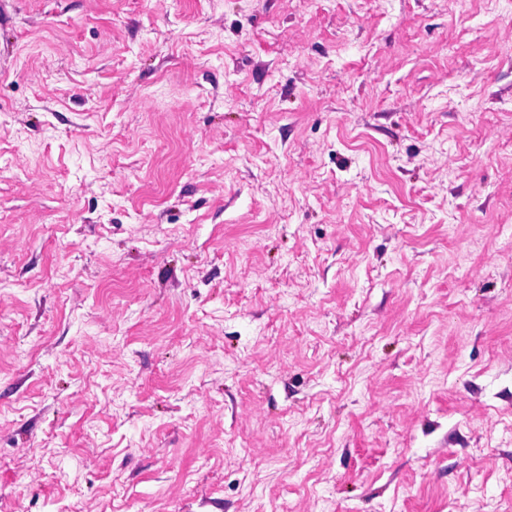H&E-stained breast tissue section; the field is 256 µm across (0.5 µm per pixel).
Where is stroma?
I'll return each mask as SVG.
<instances>
[{
    "label": "stroma",
    "mask_w": 512,
    "mask_h": 512,
    "mask_svg": "<svg viewBox=\"0 0 512 512\" xmlns=\"http://www.w3.org/2000/svg\"><path fill=\"white\" fill-rule=\"evenodd\" d=\"M0 512H512V0H4Z\"/></svg>",
    "instance_id": "stroma-1"
}]
</instances>
